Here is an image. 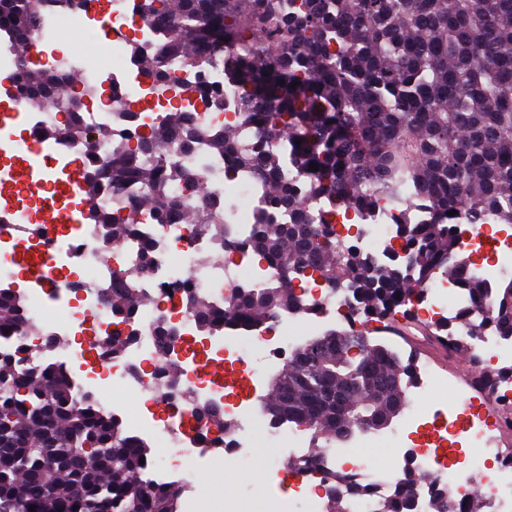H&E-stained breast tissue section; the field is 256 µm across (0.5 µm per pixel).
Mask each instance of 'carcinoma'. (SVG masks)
<instances>
[{
    "label": "carcinoma",
    "instance_id": "cac0c4a2",
    "mask_svg": "<svg viewBox=\"0 0 512 512\" xmlns=\"http://www.w3.org/2000/svg\"><path fill=\"white\" fill-rule=\"evenodd\" d=\"M72 9L73 0H0V30L29 52L43 13ZM145 25L161 34L148 57L138 38ZM131 30L130 54L157 82L166 81L172 59L190 72L205 59L224 66L243 90L237 125L208 127L172 112L136 145L120 142L104 154L100 142L111 139L109 130L92 141L80 124L92 94L68 97L55 72L36 69L26 74L29 101L67 111L44 137L85 139L88 219L115 245L138 234L146 211L159 224H186L195 238L238 249L212 213L186 212L172 201V183L188 194L203 184L169 160V144L203 140L231 168L264 182L265 207L252 214L249 245L256 259L278 268L281 284L241 288L222 308L187 295L199 335L233 323L262 329L282 309L310 311L294 281L313 277L350 295L367 325L444 273L485 311L470 332L512 337V281L487 287L459 246L464 224H512V0H139ZM198 92L205 111H224L222 92L205 84ZM274 136L284 140L278 151L267 147ZM290 162L302 174L295 184L281 180ZM139 184L153 197L130 212L99 206L101 197ZM383 198L406 214L431 212L427 222L399 225L402 265L389 250L381 263L356 242L343 244L329 221L310 217L306 207L312 199L340 200L363 213ZM452 210L457 214L447 215ZM139 275L130 271L113 283L119 321L146 302ZM6 330L38 335L15 295L1 288L0 335ZM338 335L348 330L296 345L264 397L271 423L286 420L309 434L313 457L363 430L389 427L413 382L411 366L386 344L355 352L352 343L336 346ZM29 352H0V512H178L176 490L138 484L140 459L152 457L149 444L132 442L114 417L77 400L62 373L30 366ZM321 480L359 492L334 468ZM413 497L408 478L383 512H408Z\"/></svg>",
    "mask_w": 512,
    "mask_h": 512
}]
</instances>
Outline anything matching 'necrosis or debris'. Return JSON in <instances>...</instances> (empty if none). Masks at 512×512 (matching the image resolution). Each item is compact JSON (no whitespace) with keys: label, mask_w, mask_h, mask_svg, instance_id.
Returning a JSON list of instances; mask_svg holds the SVG:
<instances>
[{"label":"necrosis or debris","mask_w":512,"mask_h":512,"mask_svg":"<svg viewBox=\"0 0 512 512\" xmlns=\"http://www.w3.org/2000/svg\"><path fill=\"white\" fill-rule=\"evenodd\" d=\"M137 0H113L108 15L96 8L71 12H48L36 32L40 52L30 64L53 69L65 78L70 94L96 90L97 97L83 112V125L93 132L111 127L114 139H133L137 127L158 123L169 112H202L211 125H234L241 91L227 82L223 67H210L189 73L172 64L168 83L147 80L134 62L125 58L122 44L99 45L83 55L62 50L64 33L100 24L125 29L126 19L136 9ZM0 72L9 79V92L0 101V112H19L25 100L19 64L12 39L0 41ZM219 88L224 93V109L203 112L195 91L199 83ZM45 164L40 176L55 183L80 161L85 144L80 140L59 142L42 139ZM182 167L202 170L204 194L189 196L180 185L170 194L192 208L206 207L218 212L233 231H245L249 210L228 208L235 197L258 208L265 188L254 178L228 175L223 158L208 154L205 146L180 154ZM65 215L56 222L43 211H30L15 203L12 196L0 194V207L13 222L8 234H0V283L14 284L20 267L14 245L26 235L31 262L47 266L58 279L48 289L40 276L29 277L27 288L18 291L20 306L37 335L15 336L18 346L39 345L36 362L63 372L73 383L78 397H91L97 410L123 418L127 433L146 439L155 447V458L144 480L145 485H168L185 500L186 512H215V500L194 483V472L203 457L237 465L247 464L255 438H262L275 454L272 468L287 466L295 459V432L282 422L270 425L260 401L266 371L272 360L286 359L303 331L321 322L341 319L354 325L358 314L345 293H329L317 282H309L305 297L314 309L304 315L281 313L273 319V331L253 330L228 325L221 333L199 337L196 320L186 306L187 293L223 306L225 298L243 286L258 289L278 282L280 273L273 267L257 268L240 254L221 255L215 242L190 235L186 225L161 226L149 221L141 226V240L113 246L100 225L86 219L81 190H72L63 203ZM425 212L403 214L398 206L381 200L371 216L340 206L331 217L340 236L359 231L358 245L363 252L376 255L397 246V224L425 219ZM460 247L469 254L492 248L498 258L483 278L494 281L512 276V234H503L497 224L468 227L460 237ZM148 269L140 282L146 305L135 309L131 319L116 324L112 314V284L140 259ZM468 306L466 294L447 276H438L424 288L413 307L424 321L433 324L455 322ZM178 331V342L168 360L160 358L161 327ZM128 335L125 349L112 352L97 346L98 337L113 330ZM455 334L477 356L491 385L473 389L462 400L461 412L421 407L423 396L448 381L431 365L415 367L416 398L410 401L402 421L384 441L391 448L404 449L414 456L416 479L411 512H434L432 487L451 491V512H467L466 503L474 489H483L487 512H512V453L505 452L502 430L512 419V378L501 379L500 370L512 365V338L493 334L468 335L457 325ZM176 363L177 375H170L169 363ZM128 391L139 397L144 411L124 415L113 399V390ZM200 407H220L226 421L232 422L229 434L195 428L192 416ZM468 437L472 451L465 469L449 465L448 454L458 438ZM494 461L487 471L486 461ZM356 481L366 487L363 497L353 499L349 512H380L385 501L399 488L400 462L386 468L364 460L349 469Z\"/></svg>","instance_id":"4bbe7bcc"}]
</instances>
